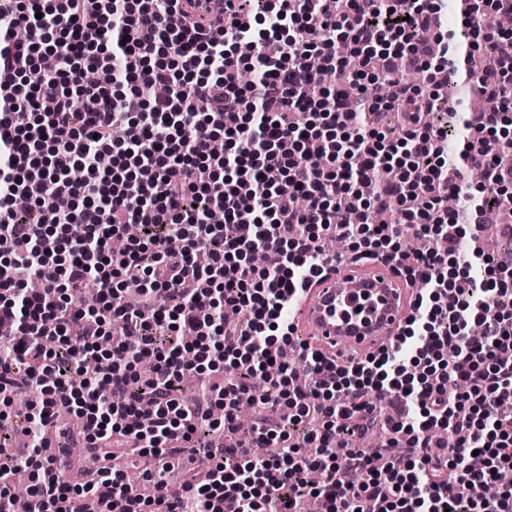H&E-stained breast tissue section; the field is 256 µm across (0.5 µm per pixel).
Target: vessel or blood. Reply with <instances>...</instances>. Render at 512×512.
I'll list each match as a JSON object with an SVG mask.
<instances>
[{"label": "vessel or blood", "mask_w": 512, "mask_h": 512, "mask_svg": "<svg viewBox=\"0 0 512 512\" xmlns=\"http://www.w3.org/2000/svg\"><path fill=\"white\" fill-rule=\"evenodd\" d=\"M412 303L401 268L376 259L360 266L334 265L300 294L292 318L315 350L343 364L396 342ZM362 305L368 306L367 315L359 314Z\"/></svg>", "instance_id": "1"}]
</instances>
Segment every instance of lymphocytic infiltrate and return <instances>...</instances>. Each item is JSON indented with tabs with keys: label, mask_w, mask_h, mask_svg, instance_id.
Segmentation results:
<instances>
[{
	"label": "lymphocytic infiltrate",
	"mask_w": 512,
	"mask_h": 512,
	"mask_svg": "<svg viewBox=\"0 0 512 512\" xmlns=\"http://www.w3.org/2000/svg\"><path fill=\"white\" fill-rule=\"evenodd\" d=\"M441 11L440 0H233L201 25L193 0H0V78L10 82L0 89V324L12 329L0 422L25 396L35 430L69 410L84 448L145 459L155 488L133 495L116 470L86 487L63 482L61 462L36 444L24 460L38 472L32 512H266L271 502L299 512L302 495L325 512H512V261L462 246L486 209L512 226V137L496 134L512 111V36L491 23L512 0L457 5L470 48L490 59L474 82L498 101L469 115L462 158L484 183L462 211L443 206L461 192L448 179V126L428 122L422 89L397 80L402 65L428 78L459 68L414 21L440 24ZM245 68L257 75L249 86ZM315 83L325 93L308 97ZM384 112L406 113L402 138L378 131ZM489 137L500 157L478 149ZM19 196L34 220L14 209ZM214 202L223 223L208 220ZM407 230L428 249L401 250ZM118 235L127 244L116 254ZM328 238L348 241L350 261L397 263L417 287L398 343L344 366L295 341L285 314L332 266ZM90 281L94 300L74 307ZM186 281L194 291L177 293ZM290 350L309 389L293 382ZM220 361L249 368L209 387ZM187 375L207 407L176 397ZM377 394L396 411L388 443L338 454ZM245 402L278 406L280 424L237 438ZM215 407L224 448L169 496L164 473ZM313 412L320 430L292 441L287 427ZM438 429L453 436L443 463L432 455ZM273 439L276 455L253 453Z\"/></svg>",
	"instance_id": "1"
}]
</instances>
